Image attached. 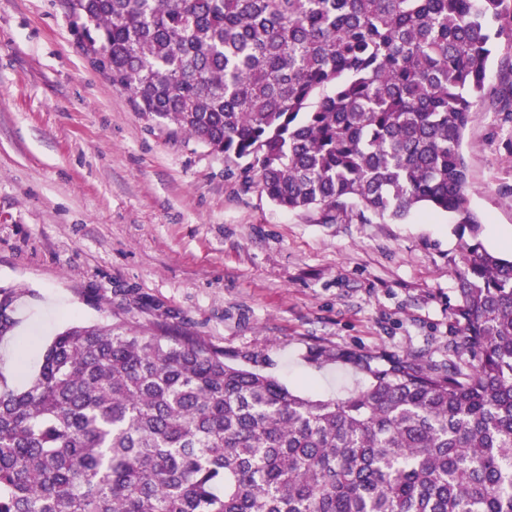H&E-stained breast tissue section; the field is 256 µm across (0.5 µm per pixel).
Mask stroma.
<instances>
[{
  "mask_svg": "<svg viewBox=\"0 0 512 512\" xmlns=\"http://www.w3.org/2000/svg\"><path fill=\"white\" fill-rule=\"evenodd\" d=\"M469 207L512 253V49L464 134ZM233 164L137 112L96 71L62 0H0V288L18 293L27 374L73 322L160 323L254 357L289 389L336 397L350 367L316 346L425 364L454 357L447 216L324 223L244 188Z\"/></svg>",
  "mask_w": 512,
  "mask_h": 512,
  "instance_id": "obj_1",
  "label": "stroma"
}]
</instances>
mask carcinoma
I'll list each match as a JSON object with an SVG mask.
<instances>
[{
  "mask_svg": "<svg viewBox=\"0 0 512 512\" xmlns=\"http://www.w3.org/2000/svg\"><path fill=\"white\" fill-rule=\"evenodd\" d=\"M135 110L288 212L467 237V354L320 347L363 384L314 398L197 336L71 323L0 378V512H512V259L468 209L463 133L512 0H64ZM0 289V337L15 325Z\"/></svg>",
  "mask_w": 512,
  "mask_h": 512,
  "instance_id": "cac0c4a2",
  "label": "carcinoma"
}]
</instances>
